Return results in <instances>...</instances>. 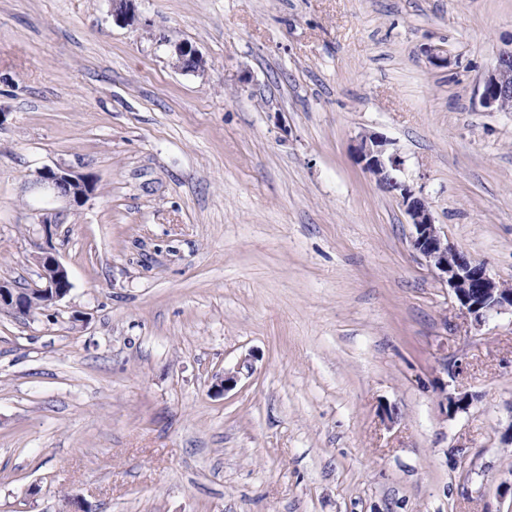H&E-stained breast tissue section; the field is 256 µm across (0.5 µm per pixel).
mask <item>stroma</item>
<instances>
[{"instance_id":"stroma-1","label":"stroma","mask_w":512,"mask_h":512,"mask_svg":"<svg viewBox=\"0 0 512 512\" xmlns=\"http://www.w3.org/2000/svg\"><path fill=\"white\" fill-rule=\"evenodd\" d=\"M511 48L512 0H0V279L50 246L72 283L0 312V512H512V313L460 311L354 153L386 137L512 284V112L477 93ZM175 64L182 71L196 72L203 67V59L198 51L188 43H177L172 50ZM35 183L53 197L66 199L74 207L83 206L94 190V181L89 176L62 168H43L38 172ZM251 372L253 367L247 358L242 359L236 366L229 369H224V375L216 376L215 382L212 384V389L215 394H225L226 392L234 389L241 377L243 369ZM448 384L442 383L439 386V407L441 411L448 414H456L465 411L473 402V395L466 391L457 390L454 393H448Z\"/></svg>"}]
</instances>
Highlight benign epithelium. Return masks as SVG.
Wrapping results in <instances>:
<instances>
[{
    "instance_id": "7a95c632",
    "label": "benign epithelium",
    "mask_w": 512,
    "mask_h": 512,
    "mask_svg": "<svg viewBox=\"0 0 512 512\" xmlns=\"http://www.w3.org/2000/svg\"><path fill=\"white\" fill-rule=\"evenodd\" d=\"M112 18L129 23L135 17V0H111ZM175 64L185 72L203 67L198 51L188 43H177L172 50ZM479 103L488 112H512V50L499 54L495 64L484 76L478 88ZM356 160L386 191L398 198L412 226L411 246L425 260L437 277L448 285L459 307L480 324L492 314L512 311V285L495 280L487 266L470 258L448 242V233L435 223L431 206L403 181L402 158L389 152L387 140L371 132L360 136L355 147ZM36 185L54 197L66 199L74 207L83 206L94 190V181L82 174L62 168H44L38 172ZM41 284L29 289H17L0 280V309L27 312V302L33 293L44 297L49 308L65 298L72 287L67 267L56 254L43 250L36 256ZM252 371L248 359L224 370L212 389L224 394L234 389L243 371ZM439 407L448 414L465 411L473 402L466 391L448 392L447 384L439 386Z\"/></svg>"
}]
</instances>
